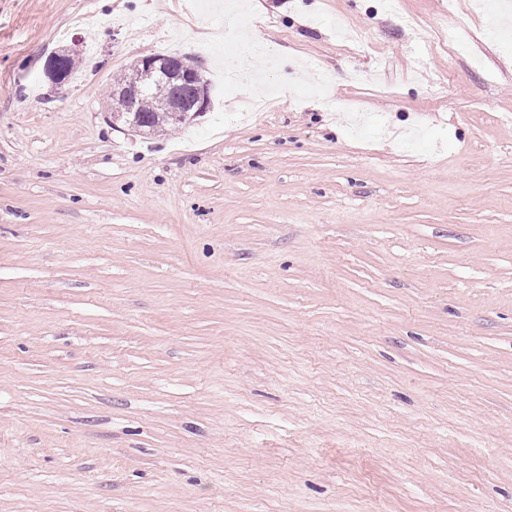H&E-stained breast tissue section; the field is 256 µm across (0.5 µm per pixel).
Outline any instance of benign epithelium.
Masks as SVG:
<instances>
[{
  "instance_id": "benign-epithelium-1",
  "label": "benign epithelium",
  "mask_w": 512,
  "mask_h": 512,
  "mask_svg": "<svg viewBox=\"0 0 512 512\" xmlns=\"http://www.w3.org/2000/svg\"><path fill=\"white\" fill-rule=\"evenodd\" d=\"M68 54L69 49H59L47 61L45 74L56 86L67 82L59 63ZM138 68L141 73L140 84L131 89L125 88L114 92L112 94L114 99L112 111H136V100L151 83L158 80L175 89V93L164 102V111L174 112L178 115L191 112L198 116L208 108L210 103L209 86L203 81L199 71L186 65L183 60L164 55L148 56L140 61Z\"/></svg>"
}]
</instances>
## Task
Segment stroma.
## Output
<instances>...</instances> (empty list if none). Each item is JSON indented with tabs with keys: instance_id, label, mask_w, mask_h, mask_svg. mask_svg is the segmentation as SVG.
Here are the masks:
<instances>
[{
	"instance_id": "35a3bbf8",
	"label": "stroma",
	"mask_w": 512,
	"mask_h": 512,
	"mask_svg": "<svg viewBox=\"0 0 512 512\" xmlns=\"http://www.w3.org/2000/svg\"><path fill=\"white\" fill-rule=\"evenodd\" d=\"M226 1L0 0V512H512V34L259 0L272 108L113 124Z\"/></svg>"
}]
</instances>
